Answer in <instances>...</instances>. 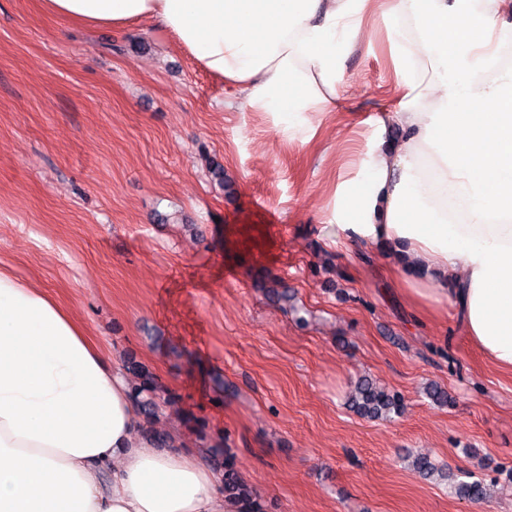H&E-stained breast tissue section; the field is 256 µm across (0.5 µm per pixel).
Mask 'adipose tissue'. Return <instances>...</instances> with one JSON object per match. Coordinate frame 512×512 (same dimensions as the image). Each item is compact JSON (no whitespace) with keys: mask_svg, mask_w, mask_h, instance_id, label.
Returning a JSON list of instances; mask_svg holds the SVG:
<instances>
[{"mask_svg":"<svg viewBox=\"0 0 512 512\" xmlns=\"http://www.w3.org/2000/svg\"><path fill=\"white\" fill-rule=\"evenodd\" d=\"M90 28L151 20L261 112H329L337 59L381 15L397 107L342 187L337 241L391 253L512 370V0H39ZM0 512H234L216 473L144 437L128 380L71 312L0 270Z\"/></svg>","mask_w":512,"mask_h":512,"instance_id":"ef3b65f1","label":"adipose tissue"}]
</instances>
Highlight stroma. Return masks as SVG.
I'll list each match as a JSON object with an SVG mask.
<instances>
[{
    "mask_svg": "<svg viewBox=\"0 0 512 512\" xmlns=\"http://www.w3.org/2000/svg\"><path fill=\"white\" fill-rule=\"evenodd\" d=\"M340 68L335 111L292 124L232 104L154 23L87 29L0 0V268L71 310L108 362L146 365L178 398L158 429L204 458L223 436L274 512H512L496 480L512 372L451 309L415 305L383 248L326 236L398 101L388 27ZM362 374L404 414L351 412ZM418 453L493 481L490 498L421 479Z\"/></svg>",
    "mask_w": 512,
    "mask_h": 512,
    "instance_id": "35a3bbf8",
    "label": "stroma"
}]
</instances>
